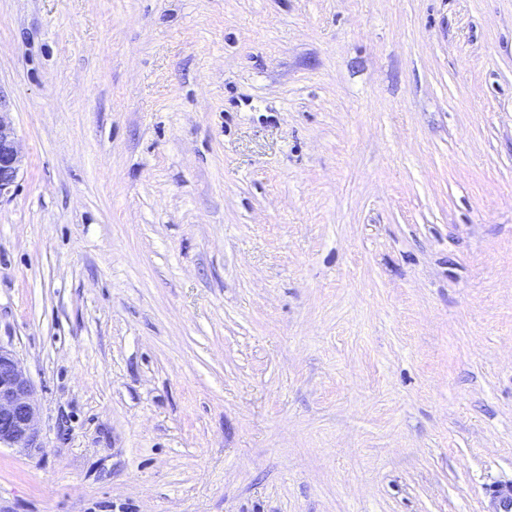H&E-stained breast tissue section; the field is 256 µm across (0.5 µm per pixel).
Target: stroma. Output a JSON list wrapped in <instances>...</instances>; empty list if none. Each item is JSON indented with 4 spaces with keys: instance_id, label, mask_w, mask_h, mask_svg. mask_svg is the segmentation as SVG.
<instances>
[{
    "instance_id": "obj_1",
    "label": "stroma",
    "mask_w": 512,
    "mask_h": 512,
    "mask_svg": "<svg viewBox=\"0 0 512 512\" xmlns=\"http://www.w3.org/2000/svg\"><path fill=\"white\" fill-rule=\"evenodd\" d=\"M0 94V512H492L512 0H0ZM6 100L0 95V197L15 184L21 170V158L16 148L15 131L8 118ZM32 393L15 354L0 346V447L38 448Z\"/></svg>"
}]
</instances>
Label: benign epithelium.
Wrapping results in <instances>:
<instances>
[{
  "instance_id": "1",
  "label": "benign epithelium",
  "mask_w": 512,
  "mask_h": 512,
  "mask_svg": "<svg viewBox=\"0 0 512 512\" xmlns=\"http://www.w3.org/2000/svg\"><path fill=\"white\" fill-rule=\"evenodd\" d=\"M20 170L15 131L8 118L6 100L0 95V197L10 191ZM32 393L31 382L21 370L15 354L0 347V446L38 447Z\"/></svg>"
}]
</instances>
